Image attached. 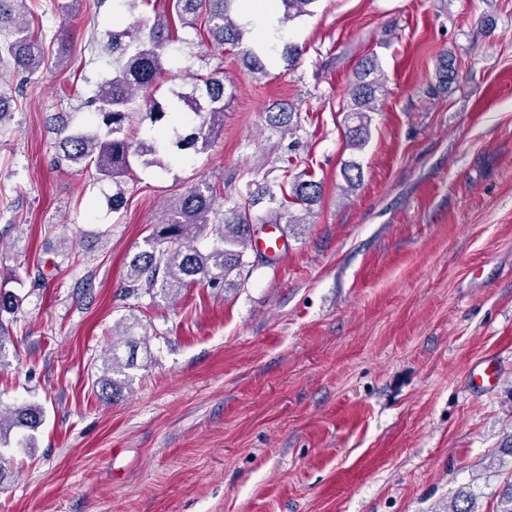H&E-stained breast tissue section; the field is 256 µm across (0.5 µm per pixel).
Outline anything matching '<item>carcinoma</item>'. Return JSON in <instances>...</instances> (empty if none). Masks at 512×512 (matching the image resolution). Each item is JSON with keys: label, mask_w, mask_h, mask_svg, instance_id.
<instances>
[{"label": "carcinoma", "mask_w": 512, "mask_h": 512, "mask_svg": "<svg viewBox=\"0 0 512 512\" xmlns=\"http://www.w3.org/2000/svg\"><path fill=\"white\" fill-rule=\"evenodd\" d=\"M141 2L147 4L150 0H113L112 9L133 17L126 25L114 22L102 27L99 21H93L91 42L112 55V75L99 83L85 101L92 108L88 118L77 123L66 118L56 128L55 162L68 166L87 160L93 163V183L111 190L107 202L114 213L126 204L130 159L151 165L162 151L204 152L224 123L221 71L206 76L194 74L188 92L171 88L164 100L155 97L161 78L172 73L166 64L177 55L173 47L176 25L193 26L204 21L211 39L236 50L252 74L264 76L268 72L263 49L244 39L247 25L234 19L239 0H172L171 12L155 10L151 15H137ZM317 2L279 0L280 22L313 14ZM25 13L26 0H0V71L7 69L12 77L28 81L46 66L47 58L43 41L30 30ZM376 72L373 61L364 62L351 91L350 116L355 125L348 128L347 141L354 149H363L369 139L368 113L375 110L376 93L383 87V79L375 76ZM142 105L148 107L146 117L153 125L146 137L138 136L133 127ZM293 117L292 108L282 107L269 113L268 121L272 128L290 132ZM262 193L277 205L270 210L267 223L278 224L281 209L300 205L305 213H311V207L321 198L322 185L301 173L292 176L280 191L267 187ZM251 237L246 204L236 202L228 207L215 186L201 182L168 205L163 220L145 241L146 248L128 261L125 288L130 294L148 293L160 281L176 296L194 283L215 285L244 266L242 248ZM18 303L15 295L0 296V365L11 339L1 314L15 312ZM133 366L134 359L124 358L119 345L112 344L100 377L107 399L121 395L124 382L116 375ZM43 416L39 404L0 411V448L11 447L15 429L37 430Z\"/></svg>", "instance_id": "obj_1"}]
</instances>
